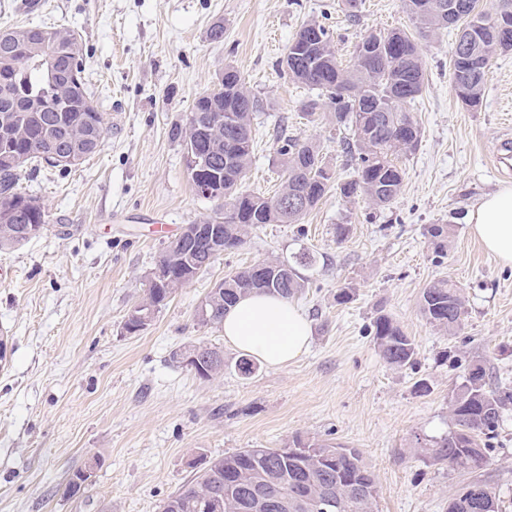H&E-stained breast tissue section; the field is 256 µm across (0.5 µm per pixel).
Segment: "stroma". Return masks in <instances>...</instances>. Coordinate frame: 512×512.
Here are the masks:
<instances>
[{
  "label": "stroma",
  "instance_id": "1",
  "mask_svg": "<svg viewBox=\"0 0 512 512\" xmlns=\"http://www.w3.org/2000/svg\"><path fill=\"white\" fill-rule=\"evenodd\" d=\"M0 0V30L60 25L83 45L85 78L110 127L101 151L68 170L23 172L20 184L48 208L47 230L0 251V512H159L194 474L192 464L243 448H281L293 437L358 449L374 473L378 512H445L474 480L512 512V407L478 471L433 461L428 446L448 434L451 398L469 361L490 386H512V268L475 239L468 213L485 194L512 184L492 153L512 138V52L489 69L481 105L457 100L451 81L455 29L420 43L425 86L412 105L422 138L401 161L399 196L378 208L366 198L329 192L299 224H266L180 288L136 335L125 317L145 296L146 276L163 238L212 215L196 195L183 147L172 140L196 97L235 66L265 109L252 121L255 152L244 187L273 194L282 177L277 133L320 143L337 184L350 180L345 145L327 113L307 120L313 92L278 63L299 27L319 20L337 60L349 64L371 32L412 29L401 0H362L350 21L342 0ZM223 24L214 40L210 29ZM346 225L337 240V225ZM451 227L435 257L426 228ZM315 259L297 304L311 320L309 349L251 376L219 329L201 327L196 309L231 270ZM457 285L466 314L455 334L420 313L424 288ZM354 295L337 304L336 294ZM399 323L416 345L414 367L395 369L369 334L377 313ZM224 350V373L204 380L172 360L197 341ZM428 379L431 391L416 394ZM93 466L78 497L65 495L72 473Z\"/></svg>",
  "mask_w": 512,
  "mask_h": 512
}]
</instances>
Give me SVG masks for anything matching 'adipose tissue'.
I'll return each instance as SVG.
<instances>
[{"label":"adipose tissue","instance_id":"obj_1","mask_svg":"<svg viewBox=\"0 0 512 512\" xmlns=\"http://www.w3.org/2000/svg\"><path fill=\"white\" fill-rule=\"evenodd\" d=\"M468 222L485 249L512 267V186L481 199ZM221 329L225 343L271 367L297 359L312 334L310 321L294 303L266 293L241 297L225 312Z\"/></svg>","mask_w":512,"mask_h":512}]
</instances>
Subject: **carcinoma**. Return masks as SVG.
Masks as SVG:
<instances>
[{
    "label": "carcinoma",
    "instance_id": "1",
    "mask_svg": "<svg viewBox=\"0 0 512 512\" xmlns=\"http://www.w3.org/2000/svg\"><path fill=\"white\" fill-rule=\"evenodd\" d=\"M439 0H402L403 9L416 23V34L403 30L370 33L355 46L354 63L343 67L332 50L324 25L307 21L290 42L292 55L284 67L297 83L317 89L324 100H310L304 111L320 109L334 114L336 127L351 126L356 139L345 147L355 176L338 186L320 145L313 141L281 138L277 148L285 178L278 191L265 197L240 191L254 154L252 119L264 111L263 99L245 86L238 69L224 65V111L212 107L215 91L195 99L185 124L171 128V137L183 148L212 159L206 173L214 199L224 208L201 220L217 229L224 248L237 249L250 230L263 224H299L328 193L337 188L346 198L365 196L376 207L391 203L401 192L403 170L399 159L412 153L421 129L403 104H412L424 87V67L417 38H428L448 26V13L435 7ZM456 42L470 45V54L452 51V84L456 97L469 108L480 105L490 62L512 51L494 29L475 14L477 0H458ZM14 38L0 46V249L30 241V224L47 226L48 210L19 187L26 168H58L55 155L75 142L92 143L90 155L101 148L107 125L104 113L83 77V48L66 28L23 26L12 29ZM69 57L80 86L75 92L54 86L49 59ZM232 112L235 123L224 122ZM307 191V204L292 208L288 199ZM450 225L432 224L427 234L437 256H444ZM207 239L189 245L187 262H205ZM312 265L308 254L295 261L273 260L231 271L222 284L204 297L202 327L219 326L224 310L254 290L286 300L305 293L310 277L301 269ZM191 281L175 273L158 288H149L142 303L155 309ZM423 317L448 334L465 315L459 289L441 280L424 289ZM370 335L388 365L396 369L416 363L414 342L390 316L376 314ZM478 380L465 377L453 391L450 405L454 430L434 441L430 455L450 468L476 470L487 462L489 441L503 413L512 404V387H489L486 370L474 361ZM224 373V359L203 362L198 377ZM374 475L355 448L327 440L295 438L285 448H244L206 461L194 477L168 497L161 512H375Z\"/></svg>",
    "mask_w": 512,
    "mask_h": 512
}]
</instances>
